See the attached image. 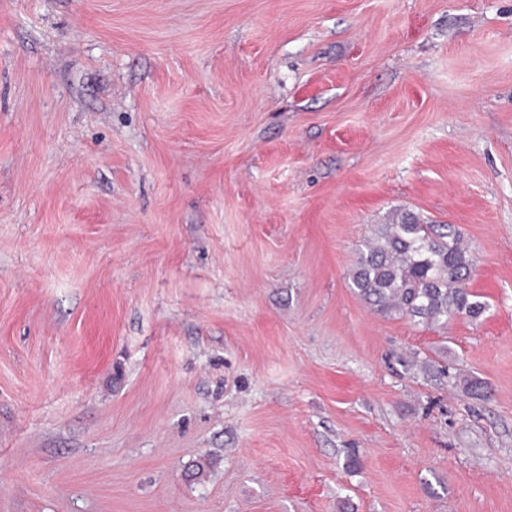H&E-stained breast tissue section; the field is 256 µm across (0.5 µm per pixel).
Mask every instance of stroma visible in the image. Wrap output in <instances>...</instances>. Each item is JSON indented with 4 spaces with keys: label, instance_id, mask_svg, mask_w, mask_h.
Segmentation results:
<instances>
[{
    "label": "stroma",
    "instance_id": "stroma-1",
    "mask_svg": "<svg viewBox=\"0 0 512 512\" xmlns=\"http://www.w3.org/2000/svg\"><path fill=\"white\" fill-rule=\"evenodd\" d=\"M0 512H512V0H0ZM471 266L454 225L396 210L359 248L350 288L378 314L447 328L456 316L478 320L487 310L468 287Z\"/></svg>",
    "mask_w": 512,
    "mask_h": 512
}]
</instances>
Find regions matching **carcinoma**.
<instances>
[{
	"instance_id": "cac0c4a2",
	"label": "carcinoma",
	"mask_w": 512,
	"mask_h": 512,
	"mask_svg": "<svg viewBox=\"0 0 512 512\" xmlns=\"http://www.w3.org/2000/svg\"><path fill=\"white\" fill-rule=\"evenodd\" d=\"M471 266L454 225L396 210L359 248L350 288L378 314L446 328L456 316L477 320L487 310L468 287Z\"/></svg>"
}]
</instances>
